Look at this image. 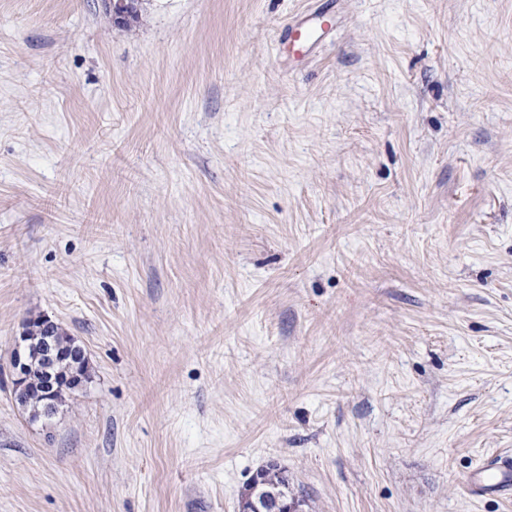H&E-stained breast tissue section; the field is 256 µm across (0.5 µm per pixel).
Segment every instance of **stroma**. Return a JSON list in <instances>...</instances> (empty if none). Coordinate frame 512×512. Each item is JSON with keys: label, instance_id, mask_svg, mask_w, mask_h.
I'll return each instance as SVG.
<instances>
[{"label": "stroma", "instance_id": "stroma-1", "mask_svg": "<svg viewBox=\"0 0 512 512\" xmlns=\"http://www.w3.org/2000/svg\"><path fill=\"white\" fill-rule=\"evenodd\" d=\"M334 29L295 60L289 23ZM91 379L12 394L26 318ZM512 0H0V512H512ZM473 492H508L512 489V457L499 455L484 460L468 481ZM262 493L263 496L274 498H288V480L284 471L277 464L270 463L257 472L255 484L251 482L246 486L245 493L240 502L241 512H253V500ZM292 502L282 500L270 504L262 498H256L254 512H295Z\"/></svg>", "mask_w": 512, "mask_h": 512}]
</instances>
